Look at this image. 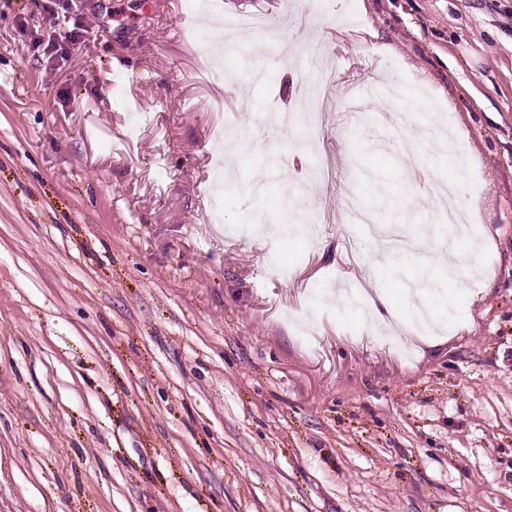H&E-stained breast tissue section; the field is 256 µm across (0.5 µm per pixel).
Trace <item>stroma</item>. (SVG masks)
Returning <instances> with one entry per match:
<instances>
[{
  "mask_svg": "<svg viewBox=\"0 0 512 512\" xmlns=\"http://www.w3.org/2000/svg\"><path fill=\"white\" fill-rule=\"evenodd\" d=\"M190 3L0 0V512H512V0H228L297 56L184 38ZM366 79L393 94L351 111ZM312 81V143L268 128ZM420 89L449 150L393 134ZM224 129L251 145L216 197ZM457 171L466 298L437 346L380 342L323 298L390 285L345 197L427 226L426 261L418 177ZM288 207L310 239L239 233Z\"/></svg>",
  "mask_w": 512,
  "mask_h": 512,
  "instance_id": "1",
  "label": "stroma"
}]
</instances>
